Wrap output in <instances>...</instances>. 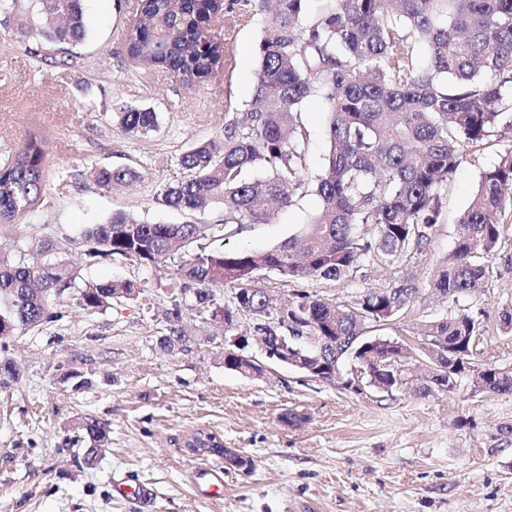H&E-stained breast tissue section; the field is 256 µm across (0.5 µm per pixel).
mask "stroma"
Returning <instances> with one entry per match:
<instances>
[{
  "label": "stroma",
  "instance_id": "1",
  "mask_svg": "<svg viewBox=\"0 0 512 512\" xmlns=\"http://www.w3.org/2000/svg\"><path fill=\"white\" fill-rule=\"evenodd\" d=\"M137 0H83L84 41L56 67V50L24 52L12 23L0 13V157L29 135L46 145V186L28 213L0 224V257L36 259V244L58 243L78 280L133 281L135 299L87 311L79 292L58 298L60 320L39 330L0 338V512H141L136 501L114 497L112 481L150 483L153 512H512V393L475 391L463 379L453 394L421 396L379 391L350 370L323 382L299 369L266 363L245 376L224 366V326L182 294L167 270L117 257L89 263L84 232L118 211L146 223L214 225L207 250L262 252L300 235L318 210L314 195L275 209L264 224L216 223L222 206L189 214L156 196L185 177L182 156L222 136L224 124L252 98L265 25L248 0H231L211 23L224 45L214 74L193 88L167 70L132 63L124 32ZM151 109L159 126L148 135L122 130L119 107ZM307 133L305 179L323 168L328 152L323 102L302 106ZM512 149L492 134L468 154L444 190L443 210L429 245L392 267L366 275L313 279L301 287L345 304L393 278L419 289L394 325L368 324L367 333L414 344L423 322L466 308L484 340L474 361L512 370V203L498 215L502 233L481 291L459 303L426 285L437 260L455 241V225L475 192L480 172ZM128 166L140 178L100 188L92 166ZM264 286L288 300L299 285L266 274ZM181 308L187 344L162 345L168 309ZM16 368L8 375L6 366ZM297 411L301 422L281 415ZM109 425V446L93 464L74 441L86 422ZM221 436L226 454L187 448L197 431ZM252 461L251 471L236 458ZM218 462L224 495L207 497L199 466Z\"/></svg>",
  "mask_w": 512,
  "mask_h": 512
}]
</instances>
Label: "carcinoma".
Returning a JSON list of instances; mask_svg holds the SVG:
<instances>
[{
  "label": "carcinoma",
  "instance_id": "1",
  "mask_svg": "<svg viewBox=\"0 0 512 512\" xmlns=\"http://www.w3.org/2000/svg\"><path fill=\"white\" fill-rule=\"evenodd\" d=\"M312 20L303 22L306 0H256L266 14L259 46L256 87L247 108L224 125L219 140L197 145L181 160L187 177L164 187L157 203L190 213L223 207L220 223L262 224L269 206L292 204L314 194L320 207L302 239L283 242L262 254L206 251L197 242L213 224L134 223L116 212L85 231L86 255L134 259L165 266L179 259L175 275L196 285L202 303H215V290L236 286L232 301L211 311L232 327L240 312L264 310L267 299L259 272L289 280L340 279L372 264L392 267L431 240L443 208V188L470 150L494 132L512 135V0H323ZM37 21H18L24 40L77 44L85 39L81 0H32ZM138 20L124 34L128 58L158 65L187 88L213 73L224 46L208 29L224 11V0H139ZM418 43L427 46L429 64L415 59ZM326 105L329 152L320 174L302 178L306 132L304 102ZM128 132L146 135L158 126L151 110L119 112ZM259 168L257 180L243 177ZM47 177L44 142L32 134L21 149L0 160V222L10 223L37 201ZM102 188L137 178L128 167L93 170ZM512 198V150L481 172L477 190L456 224L451 251L437 264L429 290L454 302L473 295L489 278L490 258L501 235L497 213ZM52 241L41 243L42 263H10L0 258V322L29 331L61 318L54 304L75 287L76 276L58 257ZM130 281L79 288L86 310L130 300ZM420 289L407 279L370 290L355 313L307 290L292 294L288 335L320 337L322 373L340 369L353 357L369 322L388 324L407 310ZM421 337L446 346L449 357L431 361L424 351L403 358L418 376L419 393H452L461 379L477 377L482 391L512 393V371L478 367L474 349L484 336L466 310L424 325ZM399 354L393 341L378 339L360 354L372 371V384L391 392L396 383L381 364ZM447 387L443 391L440 386ZM89 441L85 461L105 447V424L83 427ZM222 455L216 435L200 432L188 443Z\"/></svg>",
  "mask_w": 512,
  "mask_h": 512
}]
</instances>
